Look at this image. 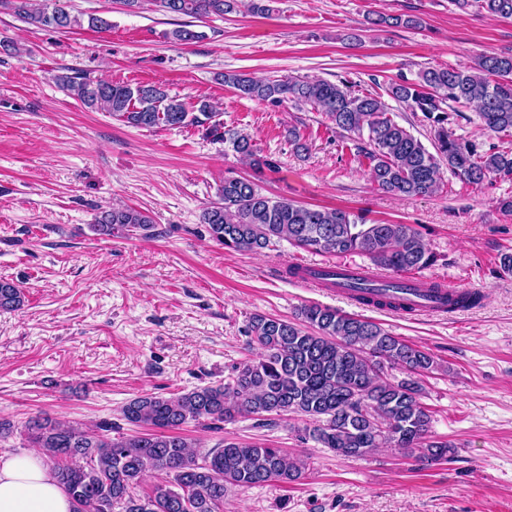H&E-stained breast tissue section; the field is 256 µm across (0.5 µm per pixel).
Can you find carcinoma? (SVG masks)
Returning a JSON list of instances; mask_svg holds the SVG:
<instances>
[{
    "mask_svg": "<svg viewBox=\"0 0 512 512\" xmlns=\"http://www.w3.org/2000/svg\"><path fill=\"white\" fill-rule=\"evenodd\" d=\"M158 11L206 17L230 13L241 0H149ZM466 9L475 6L496 18L512 19V0H452ZM20 21L35 27L68 30L82 25L67 10V0H0ZM416 28L414 16H378L372 24ZM174 40L191 44L205 37L181 26ZM224 83L259 102L310 104L325 112L336 128L368 132L362 149L379 189L400 195H426L440 185L444 164L468 184L481 185L492 175H512V152L480 154L448 134L449 103L474 106L485 129L512 130V55H484L472 65L428 68L416 81L391 88L394 99L421 112L434 127V152L387 116L385 104L360 95L351 86L302 77L264 81L243 74H224ZM63 86L86 106L111 114L139 128L205 126L231 150L257 167L272 168L256 157L249 135L223 131L210 104L191 112L181 100L158 85L114 84L63 78ZM213 240L227 250L258 251L280 240L330 255L359 252L373 264L395 274L376 283L352 282L363 305L402 309L396 296L379 288L398 289V281L434 262L419 233L409 224H369L357 214L299 205L262 193L249 179L226 177L218 201L203 213ZM103 235L149 236L151 218L134 209L113 207L100 212L95 224ZM20 289L0 279V311L21 307ZM301 323L255 315L248 325L255 357L235 367L227 382L195 388L175 397L144 393L129 400L122 413L146 430L109 438L90 434L70 423L36 418L27 425L28 438L43 449L54 478L74 505V512H224L227 486L252 487L272 480H298L308 463L280 448L224 442L221 449L199 458L177 434L191 421L214 425L237 416L263 413L296 414L304 431L322 447L345 458H358L389 444L407 455L417 448L422 464L439 461L451 451L446 442L429 439L431 416L419 401L418 375L435 369L429 352L406 343L378 324L319 304L298 310ZM398 366L408 378L392 383L384 368ZM157 470L169 480L144 499L135 495L142 476Z\"/></svg>",
    "mask_w": 512,
    "mask_h": 512,
    "instance_id": "carcinoma-1",
    "label": "carcinoma"
}]
</instances>
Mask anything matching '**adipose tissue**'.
I'll use <instances>...</instances> for the list:
<instances>
[{"instance_id": "adipose-tissue-1", "label": "adipose tissue", "mask_w": 512, "mask_h": 512, "mask_svg": "<svg viewBox=\"0 0 512 512\" xmlns=\"http://www.w3.org/2000/svg\"><path fill=\"white\" fill-rule=\"evenodd\" d=\"M0 512H73L41 453L0 459Z\"/></svg>"}]
</instances>
